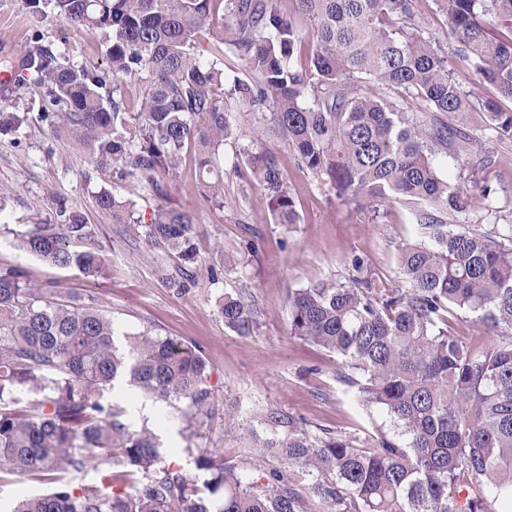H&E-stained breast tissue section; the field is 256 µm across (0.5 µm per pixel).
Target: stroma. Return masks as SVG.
<instances>
[{"label": "stroma", "instance_id": "1", "mask_svg": "<svg viewBox=\"0 0 512 512\" xmlns=\"http://www.w3.org/2000/svg\"><path fill=\"white\" fill-rule=\"evenodd\" d=\"M45 19L32 23L22 0H0V63L13 49L46 45L79 67L106 66L103 32L80 33L45 5ZM45 97L33 82L1 99L0 110L24 113L17 133L0 135V271L17 268L46 299L75 296L92 300L111 318L119 334L145 330L201 347L214 393L211 417L189 429L182 406L119 384L106 401L122 409V422L149 427L158 437L165 462L205 480L197 469L201 451L222 450L225 462L246 477L262 481L279 472L302 489L309 476L281 458L257 457L255 442L284 438L287 428L270 413L292 416L308 434L355 437L367 444L390 420L377 407L366 408L347 380L343 359L296 337L288 327V291L319 280L347 282L351 260L360 257L369 277L397 281L398 248L419 239L412 206L380 203L367 197H341L328 181L302 166L270 119L236 123L224 142V205L215 207L198 191L193 144L166 180L168 207L194 216L200 261L185 291L168 287L158 269L175 272L180 262L167 246L150 243L113 223L97 206L107 190L138 216L158 203L134 179L102 178L70 141L49 134L40 119ZM273 151L295 200L298 220L277 223L268 198L252 176L247 154L257 147ZM512 196V142L498 147L494 168L466 183L471 196L482 185ZM80 210L93 224L104 248L106 276L84 279L77 271L47 264L24 253L21 234L35 224L53 222L59 206ZM244 297L255 309L254 328L242 336L225 327L220 305L225 295Z\"/></svg>", "mask_w": 512, "mask_h": 512}]
</instances>
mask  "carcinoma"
I'll return each mask as SVG.
<instances>
[{"label":"carcinoma","mask_w":512,"mask_h":512,"mask_svg":"<svg viewBox=\"0 0 512 512\" xmlns=\"http://www.w3.org/2000/svg\"><path fill=\"white\" fill-rule=\"evenodd\" d=\"M436 2L448 16L450 49L415 23V0H55L71 26L106 34L108 67L70 66L43 45L21 62L46 90L47 130L67 135L101 176L135 178L162 198L164 176L192 141L204 197L222 207L224 177L214 171L231 128L228 47L253 74L233 85L241 119L272 113L305 168L343 195L423 206L422 238L398 249L401 281L373 280L356 259L348 283L289 290L290 335L339 355L361 400L383 408L393 426L361 447L272 417L288 437L261 442L259 456L275 448L313 477L308 490L321 512H512V336L480 341L450 326L462 312L512 330V207L489 185L476 206L464 186L495 165V145L512 142V109L502 106L512 101V0ZM296 13L310 22L306 36ZM301 49L308 69L294 63ZM450 51L495 95L466 89L448 68ZM123 77L144 86L135 112L115 83ZM473 114L479 125L470 133L463 123ZM439 153L465 156L457 180L439 176ZM248 164L277 223H296L276 157L256 149ZM98 206L166 243L182 265H198L189 212L158 205L144 224L107 190ZM20 247L87 278L105 272L95 227L71 207L60 206L53 224L32 225ZM220 310L227 328L252 329L244 300L226 296ZM116 336L93 303L46 301L21 272L0 271V468L55 485L12 512H308L304 493L283 476L249 482L219 452L196 459L212 475L201 487L164 464L156 435L120 421L122 409L103 404V392L124 382L182 402L191 428L211 412L207 360L171 337L145 331L123 346ZM22 391L43 394L50 411L12 407ZM112 459L142 479L109 492L64 480Z\"/></svg>","instance_id":"1"}]
</instances>
